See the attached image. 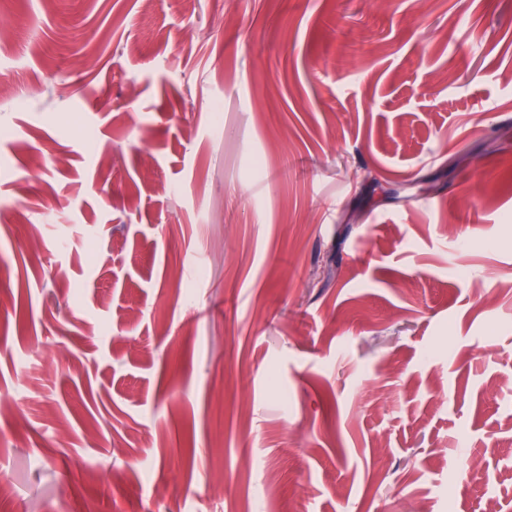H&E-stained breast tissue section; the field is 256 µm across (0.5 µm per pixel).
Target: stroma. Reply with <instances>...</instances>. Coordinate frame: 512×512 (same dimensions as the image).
<instances>
[{
    "label": "stroma",
    "instance_id": "obj_1",
    "mask_svg": "<svg viewBox=\"0 0 512 512\" xmlns=\"http://www.w3.org/2000/svg\"><path fill=\"white\" fill-rule=\"evenodd\" d=\"M225 2L0 0V512H512V0Z\"/></svg>",
    "mask_w": 512,
    "mask_h": 512
}]
</instances>
